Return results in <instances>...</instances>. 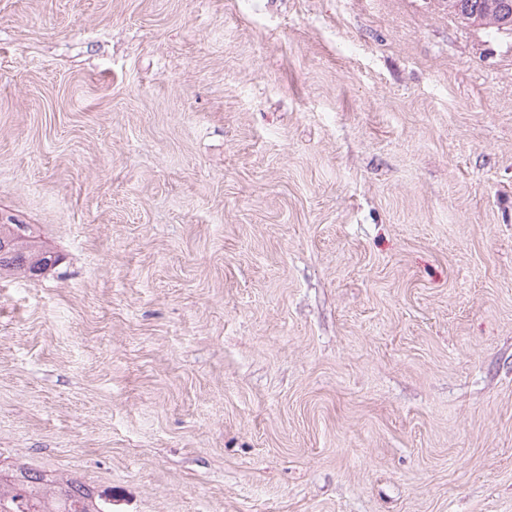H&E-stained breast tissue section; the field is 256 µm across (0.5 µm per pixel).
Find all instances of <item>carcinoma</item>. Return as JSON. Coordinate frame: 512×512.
Here are the masks:
<instances>
[{
  "label": "carcinoma",
  "instance_id": "cac0c4a2",
  "mask_svg": "<svg viewBox=\"0 0 512 512\" xmlns=\"http://www.w3.org/2000/svg\"><path fill=\"white\" fill-rule=\"evenodd\" d=\"M448 15L464 26L496 34L512 31V0H445ZM57 258L34 240L29 224H0V275L39 276ZM102 495L78 480L59 481L43 471L0 464V512H101Z\"/></svg>",
  "mask_w": 512,
  "mask_h": 512
}]
</instances>
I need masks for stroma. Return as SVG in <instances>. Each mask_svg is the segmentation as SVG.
<instances>
[{
	"label": "stroma",
	"mask_w": 512,
	"mask_h": 512,
	"mask_svg": "<svg viewBox=\"0 0 512 512\" xmlns=\"http://www.w3.org/2000/svg\"><path fill=\"white\" fill-rule=\"evenodd\" d=\"M0 460L112 512H512V37L443 0H0ZM32 233L29 224H0V276L20 272L38 277L58 261L34 240Z\"/></svg>",
	"instance_id": "1"
}]
</instances>
